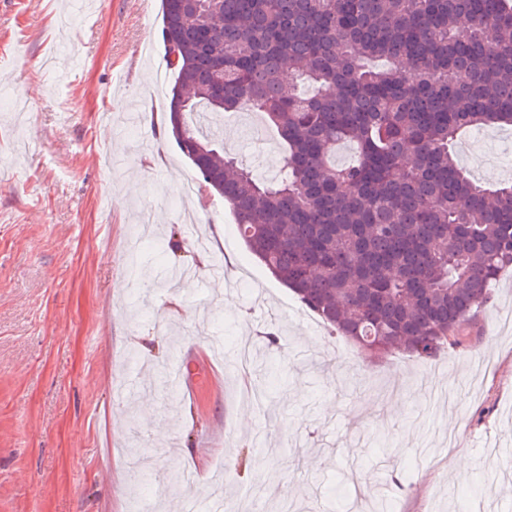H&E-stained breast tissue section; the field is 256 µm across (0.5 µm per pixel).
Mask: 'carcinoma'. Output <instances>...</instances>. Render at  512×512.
<instances>
[{
  "label": "carcinoma",
  "instance_id": "obj_1",
  "mask_svg": "<svg viewBox=\"0 0 512 512\" xmlns=\"http://www.w3.org/2000/svg\"><path fill=\"white\" fill-rule=\"evenodd\" d=\"M162 15L172 136L245 245L362 353L458 346L512 267V182L476 181L453 152L468 128L512 125V9L162 0ZM240 111L276 129L277 180L224 151L217 120Z\"/></svg>",
  "mask_w": 512,
  "mask_h": 512
}]
</instances>
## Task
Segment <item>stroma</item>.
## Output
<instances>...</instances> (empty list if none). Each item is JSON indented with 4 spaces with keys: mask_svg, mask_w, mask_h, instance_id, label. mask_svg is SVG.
I'll use <instances>...</instances> for the list:
<instances>
[{
    "mask_svg": "<svg viewBox=\"0 0 512 512\" xmlns=\"http://www.w3.org/2000/svg\"><path fill=\"white\" fill-rule=\"evenodd\" d=\"M0 0V512H176L207 496L277 512H512V270L460 346L427 361L356 353L240 240L223 198L201 190L209 247L172 235L192 163L167 129L174 83L161 0ZM243 164L280 157L277 135L221 124ZM238 262L235 288L200 275L170 298L166 274ZM148 271L133 278L132 261ZM286 330L265 408L237 359ZM210 383L178 395L185 349ZM466 471L451 469L455 456Z\"/></svg>",
    "mask_w": 512,
    "mask_h": 512,
    "instance_id": "obj_1",
    "label": "stroma"
}]
</instances>
